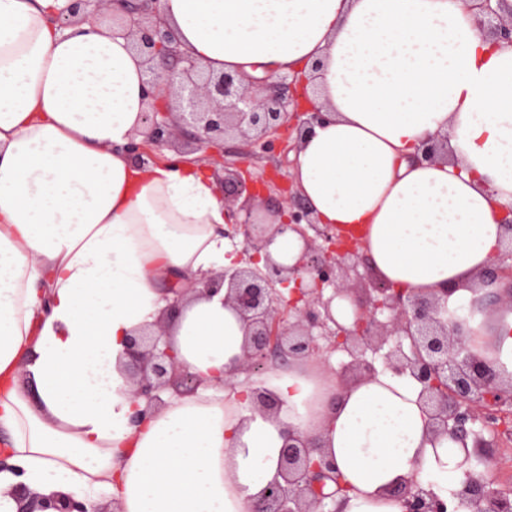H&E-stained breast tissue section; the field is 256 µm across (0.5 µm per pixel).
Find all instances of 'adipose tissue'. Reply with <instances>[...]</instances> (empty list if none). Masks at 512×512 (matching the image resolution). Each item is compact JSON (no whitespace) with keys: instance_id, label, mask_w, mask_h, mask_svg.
Here are the masks:
<instances>
[{"instance_id":"obj_1","label":"adipose tissue","mask_w":512,"mask_h":512,"mask_svg":"<svg viewBox=\"0 0 512 512\" xmlns=\"http://www.w3.org/2000/svg\"><path fill=\"white\" fill-rule=\"evenodd\" d=\"M52 2L0 0V512H19L20 482L116 512H247L291 429L348 485L340 512H402L387 490L414 473L447 498L463 456L432 442L410 378L343 385L303 360L262 379L278 413L250 408L243 323L202 292L238 265L220 185L196 163L126 155L148 109L143 59L99 20L52 23ZM160 17L214 73L312 74L326 119L290 177L317 222L361 228L395 287L478 298L512 209V46L479 35L470 0H161ZM443 133L447 160H420ZM175 279L196 295L165 336L201 384L164 392L137 428L126 340ZM467 327L512 378V311Z\"/></svg>"}]
</instances>
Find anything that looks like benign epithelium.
Instances as JSON below:
<instances>
[{"label":"benign epithelium","instance_id":"7a95c632","mask_svg":"<svg viewBox=\"0 0 512 512\" xmlns=\"http://www.w3.org/2000/svg\"><path fill=\"white\" fill-rule=\"evenodd\" d=\"M474 25L478 33L512 45V10L504 0H474ZM117 3L122 15L116 23L120 35L132 40L143 57L145 93L154 100L145 113L141 139H131V158L145 162L153 149L172 141L179 125L194 131L198 147L210 151L214 162L224 140L239 135L251 147L264 148L274 142L283 150L297 149L302 138L326 119L323 112L306 109L311 80L297 73L277 75L295 88V95L257 96L236 74H214L200 65L175 43L171 31L159 21L160 0H66L59 10H51L54 23L67 26L91 4ZM448 155V136L430 138L423 159L433 161ZM224 202L228 216L242 201L247 209L260 197L239 174L224 173ZM284 223L275 229L249 221H229L224 236L243 237L242 266L226 269L204 282L203 292L213 296L227 287L224 300L231 303L245 326V345L240 370L261 376L268 370V357L275 353L283 362L321 360L343 352L350 361L342 364L340 381L356 382L375 377L379 370L408 376L419 386V401L428 414L432 440L446 438L460 446L468 467L458 475L445 503L425 489L415 476L391 489L390 497L403 512H458L467 506L474 512H512V490H499L476 462L494 456L497 440L485 437L476 423L490 421L499 429L504 408L512 409V380L505 383L486 357L474 351L472 337L463 332L467 318L448 312V294H407L381 279L358 276L362 252L351 242H339L336 231L318 226L313 213L300 206L294 186L288 187ZM316 229L310 237L305 226ZM296 232L304 249L291 266L261 258L277 234ZM264 265H259L260 260ZM482 286L490 300H500L495 289L506 285L512 298V244L499 251L481 274ZM332 294L325 296L326 287ZM336 298H348L354 319L348 326L334 317L331 305ZM158 331L141 332L127 340L128 372L133 381V413L130 421L140 426L147 409L163 403L161 393H190L199 386L197 377L183 366L164 340L163 322ZM252 407L273 413L279 403L264 391L251 389ZM146 402V408L139 401ZM317 445L308 437L288 433L282 448L277 476L251 502L249 512H338L336 499L348 487L334 464L316 453ZM16 500H27L23 512H107L86 506L63 494L33 495L23 484L11 489Z\"/></svg>","mask_w":512,"mask_h":512}]
</instances>
